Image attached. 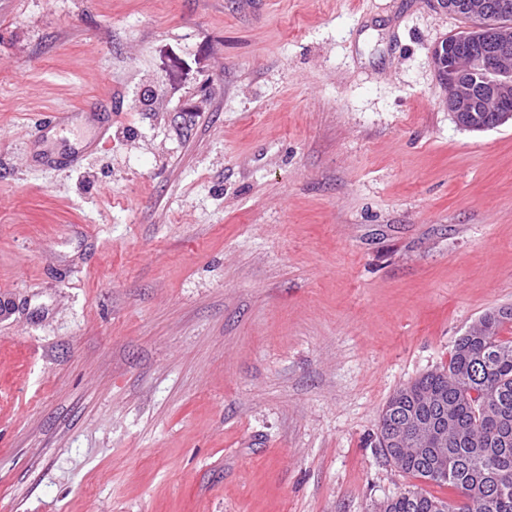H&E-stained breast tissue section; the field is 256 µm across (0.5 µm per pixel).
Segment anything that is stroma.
Masks as SVG:
<instances>
[{"instance_id": "35a3bbf8", "label": "stroma", "mask_w": 512, "mask_h": 512, "mask_svg": "<svg viewBox=\"0 0 512 512\" xmlns=\"http://www.w3.org/2000/svg\"><path fill=\"white\" fill-rule=\"evenodd\" d=\"M466 26L0 0V512H380L413 485L383 407L512 308V124L458 127L432 63Z\"/></svg>"}]
</instances>
